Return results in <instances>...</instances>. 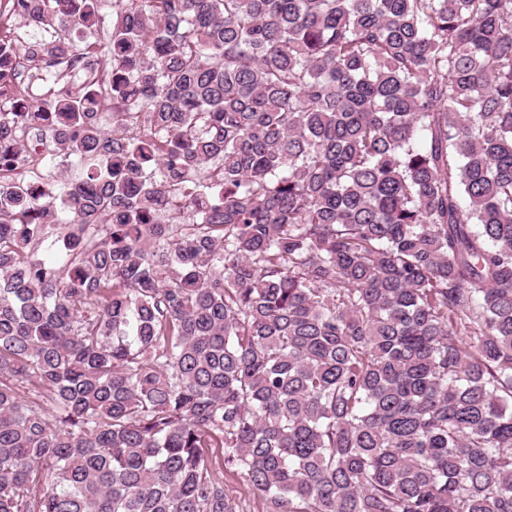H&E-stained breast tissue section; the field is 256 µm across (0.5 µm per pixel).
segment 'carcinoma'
<instances>
[{"instance_id":"1","label":"carcinoma","mask_w":512,"mask_h":512,"mask_svg":"<svg viewBox=\"0 0 512 512\" xmlns=\"http://www.w3.org/2000/svg\"><path fill=\"white\" fill-rule=\"evenodd\" d=\"M99 2L0 0V512H512V0ZM211 456L213 457V465L220 468L224 477V487L227 489L228 495L236 503V510L239 512H267L266 501L247 487L246 482L241 476L224 465L222 450L220 448H211Z\"/></svg>"}]
</instances>
